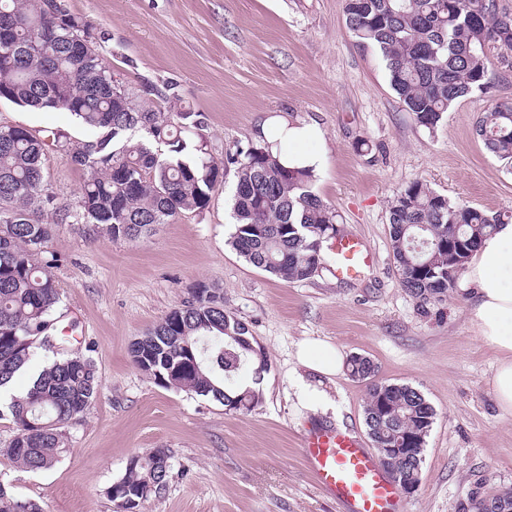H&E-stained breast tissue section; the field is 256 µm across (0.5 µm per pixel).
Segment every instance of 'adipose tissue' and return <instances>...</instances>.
<instances>
[{"label":"adipose tissue","mask_w":512,"mask_h":512,"mask_svg":"<svg viewBox=\"0 0 512 512\" xmlns=\"http://www.w3.org/2000/svg\"><path fill=\"white\" fill-rule=\"evenodd\" d=\"M278 140L293 143L294 151L282 155L283 164L318 170L323 158L308 151L307 145L322 132L314 124L275 123ZM469 321L479 340L495 353L488 384L497 405L512 413V222L497 225L474 252L466 273ZM297 361L301 367L322 375H338L345 354L337 347L315 341L299 343Z\"/></svg>","instance_id":"adipose-tissue-1"}]
</instances>
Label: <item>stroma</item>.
<instances>
[{
	"label": "stroma",
	"mask_w": 512,
	"mask_h": 512,
	"mask_svg": "<svg viewBox=\"0 0 512 512\" xmlns=\"http://www.w3.org/2000/svg\"><path fill=\"white\" fill-rule=\"evenodd\" d=\"M87 20L113 76L131 91L173 86L205 124L188 135L216 161L259 143L267 120L314 123L324 155L314 191L363 239L373 266L351 281L334 272L287 282L260 271L227 244V199L218 185L203 211L161 225L149 238L111 240L59 225L47 247L62 293L63 344L35 349L44 366L73 348L88 351L100 384L83 416L63 428L56 465L25 471L6 450L14 436L0 418V483L43 512H114L105 490L128 459L169 449L163 497L145 512H336L315 487L300 454L308 425L326 422L366 436L365 383L348 372L327 377L297 370L306 339L364 355L380 380L407 384L436 411L417 490L405 512H476L512 490V414L487 384L493 351L467 318L464 278L440 302L419 309L393 263L388 212L421 180L451 200L512 216V174L477 136L491 104L512 102V51L490 49L488 94L459 100L436 130L419 126L391 90L380 56L346 24L344 0H66ZM0 125L58 128L77 142L87 134L62 111L0 100ZM84 173L68 153L48 163L59 207L74 206ZM219 288L224 309L244 323L268 368L262 401L249 413L226 410L194 392L157 385L133 363L129 346L193 298L198 283ZM332 403L299 399L295 378Z\"/></svg>",
	"instance_id": "obj_1"
}]
</instances>
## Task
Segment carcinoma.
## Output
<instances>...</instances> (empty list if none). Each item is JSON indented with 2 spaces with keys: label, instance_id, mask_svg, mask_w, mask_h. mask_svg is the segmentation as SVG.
Segmentation results:
<instances>
[{
  "label": "carcinoma",
  "instance_id": "1",
  "mask_svg": "<svg viewBox=\"0 0 512 512\" xmlns=\"http://www.w3.org/2000/svg\"><path fill=\"white\" fill-rule=\"evenodd\" d=\"M53 10L48 0H0V22L14 27L0 46V100L41 111H65L80 119L87 135L73 144L59 132L21 125L0 126V388L39 346H53L60 288L49 264H40L59 224L100 228L114 241L152 234L185 213L201 212L214 188L233 173L230 199L234 232L230 245L250 265L284 281L310 279L332 261L324 243L340 223L337 211L312 190L307 169L282 166L268 143L250 146L217 162L196 146L191 161L181 158L187 143L180 133L203 126V115L177 108L155 110L141 94L112 97V69L99 52L73 53L75 35L90 24L65 0ZM346 23L381 56L392 91L414 121L435 130L454 104L488 93L489 46L512 50V15L496 0H345ZM476 133L484 147L512 171V103H495L482 113ZM71 153L85 180L73 208L53 206L46 178L50 156ZM52 210L55 218L44 219ZM503 223L501 215L451 202L417 180L391 203L389 234L402 287L420 306L442 300L457 270L448 264L450 238L466 241L464 267L482 239ZM250 337L247 326L224 311V296L211 291L170 311L131 345L151 365L150 378L187 389L224 405L250 411L259 391L240 384L245 372L254 384L266 371L253 348L231 340ZM351 375L375 372L362 356L349 360ZM365 424L373 445L402 448L405 439L429 435L436 412L407 384L367 385ZM99 384L92 359L75 353L46 365L37 383L11 396L7 410L15 428L7 454L21 469L52 468L63 445L62 428L86 413ZM422 461L393 456L392 469L405 484L416 483ZM171 455L166 448L131 456L124 475L105 489L116 512L122 501L137 508L167 488ZM479 512H512V491L476 504ZM0 512H42L0 484Z\"/></svg>",
  "mask_w": 512,
  "mask_h": 512
}]
</instances>
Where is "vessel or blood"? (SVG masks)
<instances>
[{
  "mask_svg": "<svg viewBox=\"0 0 512 512\" xmlns=\"http://www.w3.org/2000/svg\"><path fill=\"white\" fill-rule=\"evenodd\" d=\"M338 278L356 279L372 264V250L360 238L338 239L332 247ZM302 456L317 489L339 512H402L396 483L358 436L327 423L302 437Z\"/></svg>",
  "mask_w": 512,
  "mask_h": 512,
  "instance_id": "b4317fda",
  "label": "vessel or blood"
}]
</instances>
